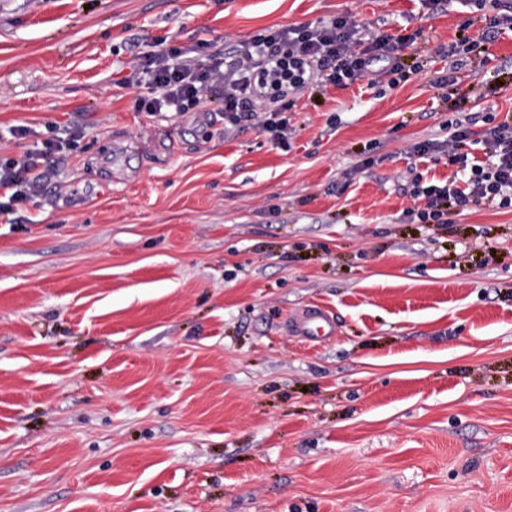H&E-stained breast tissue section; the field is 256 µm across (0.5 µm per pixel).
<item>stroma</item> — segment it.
Masks as SVG:
<instances>
[{"label": "stroma", "instance_id": "35a3bbf8", "mask_svg": "<svg viewBox=\"0 0 512 512\" xmlns=\"http://www.w3.org/2000/svg\"><path fill=\"white\" fill-rule=\"evenodd\" d=\"M351 13L422 76L294 94L288 145L134 108L138 52ZM449 0H0V133H75L0 214V512H512V210L421 224L415 144L512 123V32ZM453 75L444 99L436 80ZM313 306L336 333L289 320ZM290 327L298 336L309 340H318L334 332L332 318L318 307L307 310L299 317H293Z\"/></svg>", "mask_w": 512, "mask_h": 512}]
</instances>
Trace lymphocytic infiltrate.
I'll return each mask as SVG.
<instances>
[{"mask_svg": "<svg viewBox=\"0 0 512 512\" xmlns=\"http://www.w3.org/2000/svg\"><path fill=\"white\" fill-rule=\"evenodd\" d=\"M416 40L413 33H366L352 14L342 13L314 23L263 29L228 52L204 54L196 46L159 43L132 67L125 84L139 90L138 111L186 112L215 98L224 104L225 129L250 121L281 143L289 132L282 117L289 92L362 82L371 86L388 74L409 80L422 69L403 63L402 53ZM471 135V128L458 122L449 126L447 140L414 145L417 155H447L449 164L468 173L463 189L452 180L417 188V195L426 200L416 213L419 221L441 224L482 204L512 208V125L498 123L484 130L481 142L489 159L485 165L471 161L466 151ZM69 150V140L53 138L44 140L40 149L1 161L0 189L10 190L14 201L38 195L46 164L64 163Z\"/></svg>", "mask_w": 512, "mask_h": 512, "instance_id": "lymphocytic-infiltrate-1", "label": "lymphocytic infiltrate"}]
</instances>
